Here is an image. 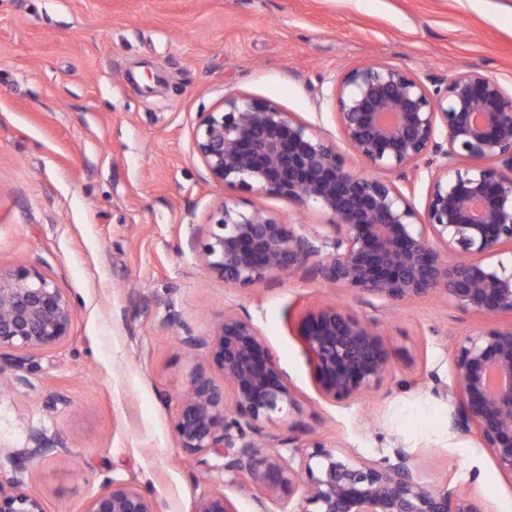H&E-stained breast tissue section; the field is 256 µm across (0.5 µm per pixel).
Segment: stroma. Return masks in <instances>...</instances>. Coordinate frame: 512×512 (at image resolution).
<instances>
[{"label":"stroma","mask_w":512,"mask_h":512,"mask_svg":"<svg viewBox=\"0 0 512 512\" xmlns=\"http://www.w3.org/2000/svg\"><path fill=\"white\" fill-rule=\"evenodd\" d=\"M382 62L444 86L476 69L512 94V0H0V269L19 265L69 298L70 336L17 368L0 354V478L18 477L46 512H85L113 480L135 481L161 512L223 491L254 512L230 475L186 457L180 396L225 312L249 318L294 387L299 413L264 428L267 453L318 438L357 460L402 448L425 480L512 512V475L476 432L452 428L455 343L485 324L433 296L390 306L314 276L239 287L188 244L222 199L293 224L330 218L275 195L209 182L193 151L199 113L245 95L277 103L336 146L331 102L349 70ZM336 303L375 319L395 356L384 382L334 403L315 386L293 316ZM181 326H173L171 315ZM64 437L36 462L31 430Z\"/></svg>","instance_id":"35a3bbf8"}]
</instances>
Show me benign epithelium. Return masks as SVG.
Returning <instances> with one entry per match:
<instances>
[{
    "instance_id": "obj_1",
    "label": "benign epithelium",
    "mask_w": 512,
    "mask_h": 512,
    "mask_svg": "<svg viewBox=\"0 0 512 512\" xmlns=\"http://www.w3.org/2000/svg\"><path fill=\"white\" fill-rule=\"evenodd\" d=\"M334 105L346 144L370 174L350 172L333 144L271 101L224 99L202 112L193 148L217 187L257 189L290 202L313 203L332 217L328 233L303 228L255 207L223 200L205 233L189 244L224 281L250 286L313 274L398 304L437 294L454 307L487 318L512 316V269L481 262L449 263L442 251L494 255L512 245V96L477 70L430 91L405 70L372 63L335 85ZM444 130L437 140V128ZM431 171L424 215L390 175ZM69 299L41 273L18 266L0 272V353L23 361L67 340ZM184 328L181 344L205 349L233 391L198 371L178 403L173 429L197 463L220 467L247 490L259 512H482L473 500L424 480L402 448L380 461H354L314 438L291 454H267L256 437L264 425L300 409L296 392L257 327L226 313L207 341ZM296 332L320 395L347 402L377 387L392 357L376 320L336 304L305 311ZM456 377L448 390L452 425L475 429L501 470L512 475V325L479 330L453 350ZM64 448L42 430L15 452L33 462ZM299 499H294L295 494ZM0 512H46L22 480L0 479ZM85 512H160L133 481H112ZM192 512H237L224 492L200 495Z\"/></svg>"
}]
</instances>
